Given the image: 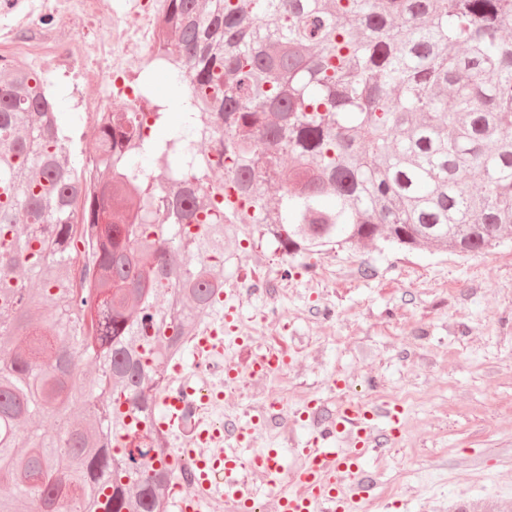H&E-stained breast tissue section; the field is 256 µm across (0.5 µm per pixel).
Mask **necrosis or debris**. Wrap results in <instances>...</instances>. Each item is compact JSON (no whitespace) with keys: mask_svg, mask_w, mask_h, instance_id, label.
<instances>
[{"mask_svg":"<svg viewBox=\"0 0 512 512\" xmlns=\"http://www.w3.org/2000/svg\"><path fill=\"white\" fill-rule=\"evenodd\" d=\"M52 14L82 25V38L73 40L62 30L42 27L41 19ZM162 18L157 0H114L112 22L106 27L99 0H0V60L22 56L33 61L35 72L72 77L83 126L93 132L118 104L140 96L125 50L135 45L142 55L157 56ZM103 83L110 89L108 96L83 98L85 89Z\"/></svg>","mask_w":512,"mask_h":512,"instance_id":"4bbe7bcc","label":"necrosis or debris"}]
</instances>
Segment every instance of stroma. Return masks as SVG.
<instances>
[{
	"instance_id": "35a3bbf8",
	"label": "stroma",
	"mask_w": 512,
	"mask_h": 512,
	"mask_svg": "<svg viewBox=\"0 0 512 512\" xmlns=\"http://www.w3.org/2000/svg\"><path fill=\"white\" fill-rule=\"evenodd\" d=\"M45 81L76 158L93 156L70 79ZM239 283L252 299L211 316L238 375L224 421L242 423L250 402L271 398L283 415L282 430L257 428L254 449H284L298 466L317 425L302 417L308 403L331 416L349 401L388 402L400 427L364 463L374 490L363 512H512V237L468 254L346 245L288 255L256 232L224 272L225 287ZM273 297L281 320L237 333ZM264 349L287 361L265 385L250 375Z\"/></svg>"
}]
</instances>
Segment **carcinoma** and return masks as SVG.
Masks as SVG:
<instances>
[{"mask_svg": "<svg viewBox=\"0 0 512 512\" xmlns=\"http://www.w3.org/2000/svg\"><path fill=\"white\" fill-rule=\"evenodd\" d=\"M165 6L189 105L146 138L139 108L112 113L92 196L43 78L0 66V512H167L186 475L141 459L164 365L245 251L235 225L288 254L480 252L512 226V0ZM78 204L98 227L80 292Z\"/></svg>", "mask_w": 512, "mask_h": 512, "instance_id": "1", "label": "carcinoma"}]
</instances>
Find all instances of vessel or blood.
Returning a JSON list of instances; mask_svg holds the SVG:
<instances>
[{
    "instance_id": "obj_1",
    "label": "vessel or blood",
    "mask_w": 512,
    "mask_h": 512,
    "mask_svg": "<svg viewBox=\"0 0 512 512\" xmlns=\"http://www.w3.org/2000/svg\"><path fill=\"white\" fill-rule=\"evenodd\" d=\"M196 393L193 386L164 395L160 400L164 427L181 423L183 409ZM395 430L399 410L391 404L364 407L351 403L337 411L316 430L309 448L304 451V464L298 469H285L277 450L269 449L243 459L239 450L206 457L195 448H181L180 453L194 458L198 471L197 490L181 496L177 512H206V491L213 480L223 483L224 499L237 512H254L259 492L249 483L246 470L264 472L271 483L286 482L277 498V512H360L371 491L363 476L360 461L379 445L377 423Z\"/></svg>"
}]
</instances>
